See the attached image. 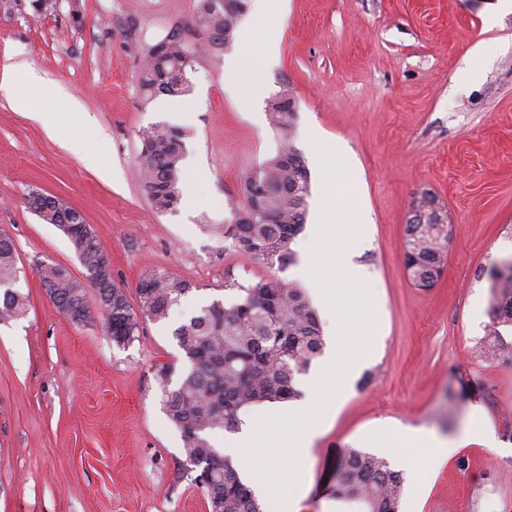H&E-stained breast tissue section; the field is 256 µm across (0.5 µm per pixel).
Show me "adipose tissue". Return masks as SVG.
Segmentation results:
<instances>
[{
    "mask_svg": "<svg viewBox=\"0 0 512 512\" xmlns=\"http://www.w3.org/2000/svg\"><path fill=\"white\" fill-rule=\"evenodd\" d=\"M279 55L280 42L272 38L258 46H246L242 54L230 58V69L241 73L251 99L259 100L265 96V71L277 63ZM369 438L403 459L415 477L424 476L448 457L446 443L431 430L420 426L400 424L377 429Z\"/></svg>",
    "mask_w": 512,
    "mask_h": 512,
    "instance_id": "1",
    "label": "adipose tissue"
}]
</instances>
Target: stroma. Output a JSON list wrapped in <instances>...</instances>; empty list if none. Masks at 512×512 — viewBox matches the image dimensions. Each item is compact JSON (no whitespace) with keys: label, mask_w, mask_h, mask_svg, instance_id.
Returning <instances> with one entry per match:
<instances>
[{"label":"stroma","mask_w":512,"mask_h":512,"mask_svg":"<svg viewBox=\"0 0 512 512\" xmlns=\"http://www.w3.org/2000/svg\"><path fill=\"white\" fill-rule=\"evenodd\" d=\"M200 0H0V64L34 70L33 112L0 90V229L18 255L24 316L0 323V512H207L180 433L163 410L160 366L184 368L172 325L146 323L125 347L100 317L59 312L36 272L51 260L85 271L67 238L29 208V191L81 210L108 254L112 277L135 297L144 269L177 273L197 289L193 312L224 298V280L270 276L224 247L222 227L244 207V176L277 134L225 63L244 43L280 40L270 92L294 95L292 137L324 179L310 138L352 163L370 216L355 261L371 288L381 334L310 448L296 489L299 512H345L329 497L348 448L370 450L381 423L419 425L455 448L420 487L405 483L401 512H512V363L484 356L487 273L512 257V13L498 0H285L279 23L247 15L231 45L198 57L169 111L142 103L144 51L191 25ZM485 56L479 77L470 65ZM61 87L81 109L59 113L43 95ZM185 128L184 203L158 212L142 187L140 136ZM106 147L108 172L87 166ZM435 195L452 222L435 287L409 282L403 246L415 197ZM487 439L465 442L472 419Z\"/></svg>","instance_id":"35a3bbf8"}]
</instances>
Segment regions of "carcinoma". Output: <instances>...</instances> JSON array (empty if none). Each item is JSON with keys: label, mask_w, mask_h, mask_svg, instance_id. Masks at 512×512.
<instances>
[{"label": "carcinoma", "mask_w": 512, "mask_h": 512, "mask_svg": "<svg viewBox=\"0 0 512 512\" xmlns=\"http://www.w3.org/2000/svg\"><path fill=\"white\" fill-rule=\"evenodd\" d=\"M218 12L201 0L195 22L213 37L198 44L200 55L234 40L248 13L249 0H223ZM185 34L165 35L150 45L138 87L146 103L159 95L177 99L189 88L187 73L196 59L186 60ZM271 121L281 133L273 154L250 171L241 191L245 206L224 227L233 246L270 269L283 270L295 262L291 248L305 224L310 173L292 136L294 101L288 87L266 101ZM187 131L178 126L153 125L141 134L139 163L144 188L155 209L169 212L182 200V167ZM448 232L437 224L409 223L404 264L418 288H431L448 255ZM75 255L85 277L97 274L104 248L96 234L79 245ZM40 283L59 307L70 299L86 300L67 270L51 260L37 264ZM487 314L489 351L494 358L512 360V345L502 329L512 328V264L495 265ZM17 254L11 237L0 232V321L23 316L25 297L14 289ZM194 290L191 282L168 270L142 272L136 303L114 281L96 291L95 303L112 342L125 346L136 340L145 322L165 324L176 307ZM224 290L243 297L231 304L214 299L180 320L172 336L185 361L184 372L171 380L170 369L158 370L164 393L163 409L182 439L183 464L199 470L197 484L208 512H268L245 482L232 459L224 454V433H234L243 416L268 403L302 397L298 378L322 356L325 341L319 317L303 289L272 275L250 288L224 282ZM332 497L356 512H400L403 472L384 457L349 448L337 464Z\"/></svg>", "instance_id": "1"}]
</instances>
